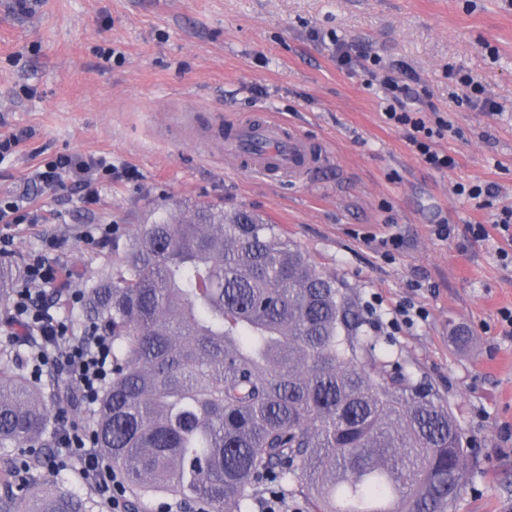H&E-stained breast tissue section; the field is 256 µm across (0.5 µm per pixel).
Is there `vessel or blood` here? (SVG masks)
<instances>
[{"label": "vessel or blood", "mask_w": 512, "mask_h": 512, "mask_svg": "<svg viewBox=\"0 0 512 512\" xmlns=\"http://www.w3.org/2000/svg\"><path fill=\"white\" fill-rule=\"evenodd\" d=\"M255 134L267 142L268 147L250 154V169L263 177L285 179L294 176L313 159L308 140L271 120L252 127L237 128L227 145L236 147Z\"/></svg>", "instance_id": "1"}]
</instances>
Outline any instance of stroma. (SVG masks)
<instances>
[{
    "instance_id": "35a3bbf8",
    "label": "stroma",
    "mask_w": 512,
    "mask_h": 512,
    "mask_svg": "<svg viewBox=\"0 0 512 512\" xmlns=\"http://www.w3.org/2000/svg\"><path fill=\"white\" fill-rule=\"evenodd\" d=\"M340 41L351 65L336 61ZM367 53L408 78L425 119L454 124L435 147L455 168H428L387 124ZM469 77L497 115L458 103ZM266 113L315 149L302 178L263 179L227 153L231 127ZM18 133L0 201L27 190L42 219L0 224L14 265L52 237L60 275L91 276L154 207L251 209L353 296L392 369L448 406L472 452L454 512H512V335L500 316L512 309V238L455 192L492 183L497 206H512V0H0V138ZM63 154L117 174L90 203L73 185L46 193L28 181ZM96 226L112 237L83 240ZM34 453L45 479L88 494L59 442L10 451Z\"/></svg>"
}]
</instances>
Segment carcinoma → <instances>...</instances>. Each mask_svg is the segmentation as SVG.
<instances>
[{
	"instance_id": "carcinoma-1",
	"label": "carcinoma",
	"mask_w": 512,
	"mask_h": 512,
	"mask_svg": "<svg viewBox=\"0 0 512 512\" xmlns=\"http://www.w3.org/2000/svg\"><path fill=\"white\" fill-rule=\"evenodd\" d=\"M20 271L0 263V306ZM61 309L112 339L91 443L130 495L226 512L299 498L304 512H451L469 475L456 419L364 336L336 280L275 224L221 203L158 208L112 241ZM0 349V512H94L8 449L48 435L46 387Z\"/></svg>"
}]
</instances>
